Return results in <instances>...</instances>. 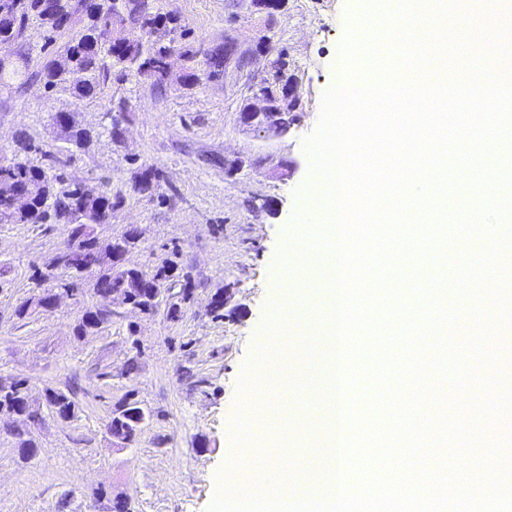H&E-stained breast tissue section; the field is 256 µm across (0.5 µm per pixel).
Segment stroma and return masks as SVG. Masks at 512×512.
<instances>
[{
  "label": "stroma",
  "instance_id": "stroma-1",
  "mask_svg": "<svg viewBox=\"0 0 512 512\" xmlns=\"http://www.w3.org/2000/svg\"><path fill=\"white\" fill-rule=\"evenodd\" d=\"M175 16L204 52L230 41L249 63L226 64L211 76L198 56L194 84L181 82L182 57L163 86L137 73H113L98 94L81 98L46 90L37 73L46 61L43 31L30 23L23 38L1 51L29 61V76L0 82V158H13L27 136L64 161L67 175L89 187L109 185L124 204L100 239L136 229L128 266L151 272L175 257L178 270L168 299L150 315L113 306L112 320L79 337L84 314L103 305L89 282L55 308L19 320L15 310L40 291L32 279L68 240L66 224H0V382L26 380L42 419L24 456L0 419V512H208L229 468L245 466L236 454L242 429L274 434L271 474H289L302 492L323 487L321 434L325 399L303 389L299 376L326 378L325 350L288 346L294 377L272 390L281 408L272 421L254 416L251 380L256 354L274 329L276 304L297 214L316 194L305 152L317 131L323 97L335 81L336 47L348 23L358 22L361 0H285L275 13L249 0H155ZM267 36L263 50L255 41ZM298 82L297 121L281 136H260L240 122L245 104L273 81L279 56ZM71 113L91 141L68 150L53 127L56 113ZM125 129L108 134L112 119ZM164 174L166 204L139 195L141 168ZM233 296L223 316L211 301L225 286ZM177 316H170V306ZM76 404L71 420L53 418L46 390ZM138 402L147 420L135 441L112 445L107 423L123 399Z\"/></svg>",
  "mask_w": 512,
  "mask_h": 512
}]
</instances>
